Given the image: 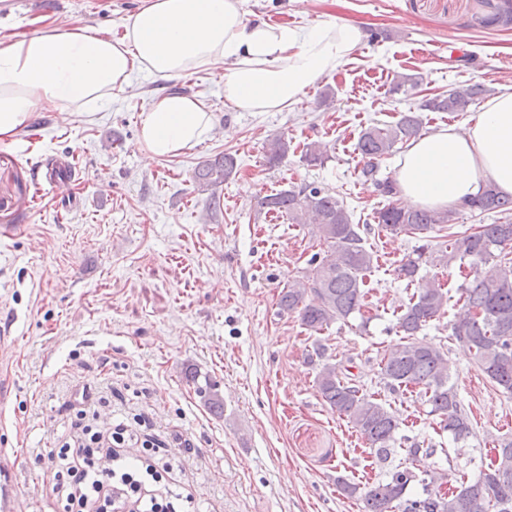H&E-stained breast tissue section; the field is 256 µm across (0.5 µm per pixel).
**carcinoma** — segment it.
Listing matches in <instances>:
<instances>
[{"label": "carcinoma", "mask_w": 512, "mask_h": 512, "mask_svg": "<svg viewBox=\"0 0 512 512\" xmlns=\"http://www.w3.org/2000/svg\"><path fill=\"white\" fill-rule=\"evenodd\" d=\"M487 25H512V0H499ZM488 89L481 84L451 90L426 99L420 110L429 112H464ZM421 115L409 111L392 124L372 125L361 130L356 150L361 155V176L375 184L387 204L375 212L378 227L390 234L404 233L426 243L418 246L396 269L397 277L414 282L423 258L449 264L455 260L487 262L498 260L503 267L477 276L464 289L462 305L452 325V335L468 345L478 368L512 395V196L489 184L483 192L461 205L476 216L497 214L492 224L478 225V231L437 234L448 229L451 209L437 210L407 207L397 203L396 183L377 178L380 162L391 155L398 143L421 135ZM288 140L282 136L269 140L268 163L274 164L288 154ZM327 158V146L321 142L307 145L303 160L310 165ZM237 168V159L224 154L205 161L195 171L193 181L200 192L224 184ZM277 214L290 224H316L321 251L309 263L313 268L279 292L278 307L283 313L297 314L301 325L317 332L336 321L362 313L367 292L366 273L374 265V252L366 246L360 225L344 202L327 190L311 184L293 186L262 199L256 215ZM447 293L436 281H429L413 293L396 315V329L404 340L392 345L381 360L383 379L393 394L421 388L429 414L440 418V427L454 439L472 434L468 416L462 411L458 394L448 384V362L439 348L416 339L429 322L445 314ZM317 387L331 411L353 423L361 437L387 460L396 442L399 421L394 412L352 383L341 367L324 362L317 373ZM495 454L498 464H488L479 477L461 485L459 492L428 490L413 498L406 497L408 487L417 481L409 468L395 469L385 480L361 484L340 478V492L362 502L363 512H512V438L503 439Z\"/></svg>", "instance_id": "cac0c4a2"}]
</instances>
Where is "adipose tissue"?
I'll return each instance as SVG.
<instances>
[{
	"instance_id": "1",
	"label": "adipose tissue",
	"mask_w": 512,
	"mask_h": 512,
	"mask_svg": "<svg viewBox=\"0 0 512 512\" xmlns=\"http://www.w3.org/2000/svg\"><path fill=\"white\" fill-rule=\"evenodd\" d=\"M120 26L117 37L81 27L1 36L0 142H15L36 112L110 102L133 73L186 80L218 62L226 65L227 106L277 112L345 65L362 38L351 24L252 21L241 0H143ZM213 127L202 98L165 93L144 112L138 147L151 161L173 158ZM395 180L412 207L458 206L489 184L512 195V92L490 100L465 130L451 126L411 141Z\"/></svg>"
}]
</instances>
